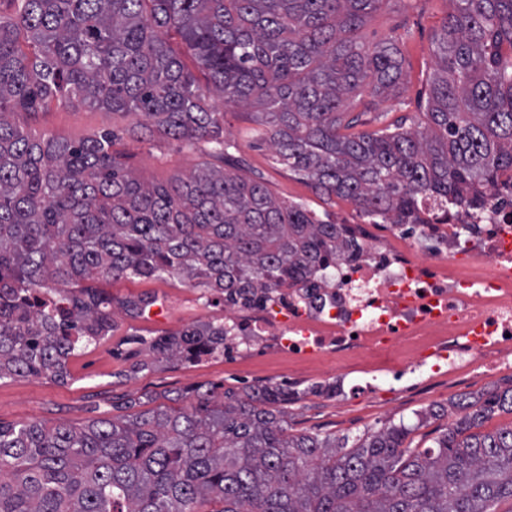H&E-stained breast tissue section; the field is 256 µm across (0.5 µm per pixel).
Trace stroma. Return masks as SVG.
I'll return each mask as SVG.
<instances>
[{
  "label": "stroma",
  "instance_id": "obj_1",
  "mask_svg": "<svg viewBox=\"0 0 512 512\" xmlns=\"http://www.w3.org/2000/svg\"><path fill=\"white\" fill-rule=\"evenodd\" d=\"M453 10L451 0H385L368 14L359 32L361 41L396 42L404 57L405 76L398 94L373 95L363 88L346 97L342 110L351 120L352 134H372L401 125L426 130L431 81L437 69L433 42ZM208 104L222 107L220 99ZM224 111V139L230 148L225 167L245 179L265 184L283 201L301 203L317 220L355 223L367 227L356 205L348 198L316 192L300 176L288 170L257 132L249 110ZM37 134H52L78 142L109 130L114 132V151L143 181L166 182L210 161L208 145L194 148L163 139L143 138L134 116L93 111L77 104L51 105L33 115L15 117ZM96 288L111 295L114 330L99 344L78 351L68 360L67 382L33 376L0 379V423L84 425L97 419L121 420L158 407L179 409L196 390L241 395L258 386L291 387L299 393L285 404L288 432L317 433L356 438L399 421L409 425L403 440L407 448L433 445L448 425L447 418L433 417L438 407H450L460 396L476 397L512 387V370L486 372L469 369L451 379H433L420 392L408 395L381 386L369 394L339 401L332 398L333 373L326 365H288L274 354L189 361H154L147 343L165 332L224 319V301L216 294L194 288L178 278L96 281ZM149 295L163 301L156 316L130 318L120 300Z\"/></svg>",
  "mask_w": 512,
  "mask_h": 512
}]
</instances>
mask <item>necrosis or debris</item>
Returning a JSON list of instances; mask_svg holds the SVG:
<instances>
[{
    "label": "necrosis or debris",
    "mask_w": 512,
    "mask_h": 512,
    "mask_svg": "<svg viewBox=\"0 0 512 512\" xmlns=\"http://www.w3.org/2000/svg\"><path fill=\"white\" fill-rule=\"evenodd\" d=\"M477 208L432 207L336 260L310 285L225 303L228 357L275 349L292 360L358 362L362 394L416 372L512 369V176L482 188Z\"/></svg>",
    "instance_id": "necrosis-or-debris-1"
}]
</instances>
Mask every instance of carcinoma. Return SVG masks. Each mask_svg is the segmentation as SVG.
I'll return each mask as SVG.
<instances>
[{
	"mask_svg": "<svg viewBox=\"0 0 512 512\" xmlns=\"http://www.w3.org/2000/svg\"><path fill=\"white\" fill-rule=\"evenodd\" d=\"M385 0H0V379L63 382L83 346L113 332L112 296L87 281L163 275L230 300L309 282L358 248L346 224L214 164L145 184L112 152L114 133L78 143L32 135L14 114L56 101L143 115L146 131L224 161V108L260 109L283 164L368 217L407 224L425 200L476 207V187L512 171V0H451L427 102L440 134L342 135L343 97L400 88L391 40L353 37ZM193 56L199 79L172 45ZM147 296L120 302L139 317ZM224 324L151 342L170 360L224 355ZM261 386L229 402L48 427L0 423V512H491L512 499V388L458 400L465 415L435 446L402 447L392 424L352 445L288 435Z\"/></svg>",
	"mask_w": 512,
	"mask_h": 512,
	"instance_id": "1",
	"label": "carcinoma"
}]
</instances>
